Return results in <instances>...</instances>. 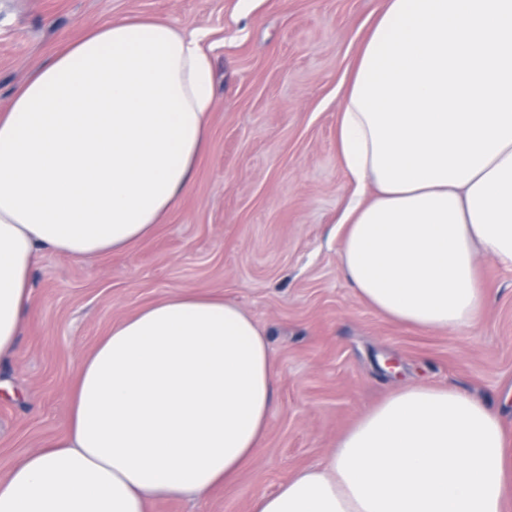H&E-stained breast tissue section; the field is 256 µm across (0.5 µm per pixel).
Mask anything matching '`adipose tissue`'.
I'll return each instance as SVG.
<instances>
[{
    "instance_id": "adipose-tissue-1",
    "label": "adipose tissue",
    "mask_w": 512,
    "mask_h": 512,
    "mask_svg": "<svg viewBox=\"0 0 512 512\" xmlns=\"http://www.w3.org/2000/svg\"><path fill=\"white\" fill-rule=\"evenodd\" d=\"M202 30L89 29L0 112V361L17 351L42 251L91 260L149 238L208 145ZM354 185L339 219L358 300L429 331L477 327L479 260L512 269V0H387L338 118ZM277 372L237 303L173 292L113 323L74 375L68 429L0 478V512H146L252 459ZM512 441L453 385H407L249 512H504Z\"/></svg>"
}]
</instances>
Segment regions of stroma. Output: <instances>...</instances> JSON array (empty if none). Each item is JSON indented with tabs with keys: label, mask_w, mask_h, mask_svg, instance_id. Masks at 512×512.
<instances>
[{
	"label": "stroma",
	"mask_w": 512,
	"mask_h": 512,
	"mask_svg": "<svg viewBox=\"0 0 512 512\" xmlns=\"http://www.w3.org/2000/svg\"><path fill=\"white\" fill-rule=\"evenodd\" d=\"M385 0H0V110L64 41L152 18L208 33L214 105L194 181L154 234L92 261L45 253L16 356L0 362V476L67 430L82 356L113 323L174 291L239 304L278 372L264 440L238 476L147 512H248L316 465L393 391L452 383L488 399L512 437V270L479 261V329L424 331L361 303L336 223L351 190L336 127L353 63Z\"/></svg>",
	"instance_id": "1"
}]
</instances>
